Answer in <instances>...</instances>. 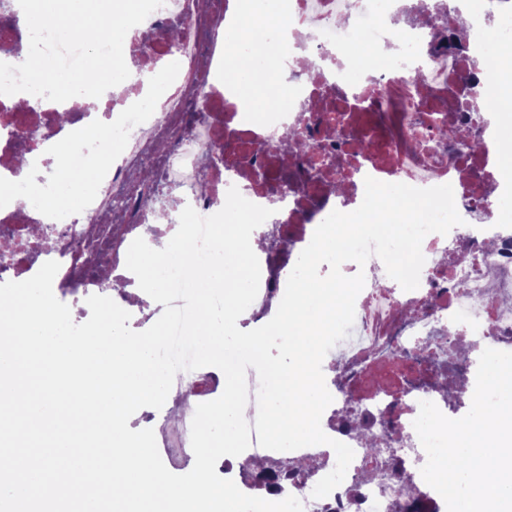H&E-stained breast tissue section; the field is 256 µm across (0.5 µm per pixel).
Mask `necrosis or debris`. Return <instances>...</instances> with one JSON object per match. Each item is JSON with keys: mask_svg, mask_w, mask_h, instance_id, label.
Listing matches in <instances>:
<instances>
[{"mask_svg": "<svg viewBox=\"0 0 512 512\" xmlns=\"http://www.w3.org/2000/svg\"><path fill=\"white\" fill-rule=\"evenodd\" d=\"M463 0H165L133 27L124 54L137 78L107 90L88 108L74 102L72 120L40 100L23 108L0 95V168L14 177L13 193L28 180L14 161L44 162L51 147L79 130L95 135L68 165L78 179L84 164L99 166L98 187L76 216L62 222L42 207L14 209L0 196V229L34 239L47 224L48 240L0 266V284L23 281L41 264L60 269L53 292L77 298L80 317L93 294L112 298L132 319L147 323L163 305L137 292L126 267L131 242L165 246L171 227L157 209L200 215L219 211L230 187L272 209L260 235L261 280L249 318L275 315L298 254L333 211L362 202L366 178L415 187L451 184L463 219L448 234H428L420 284L402 290L383 262L370 257L346 338L325 356L322 370L333 397L321 418L324 433L354 451L342 483L324 498L312 491L336 465L334 450L301 448L275 453L258 443L219 466L238 480L239 467L275 457L291 476L280 490L240 482L242 492L270 501L301 500L304 512H445L443 498L421 475L427 455L413 428L420 404L430 401L448 418L460 417L473 393L485 348L512 352V176L503 173L504 144L492 133L484 103L512 95V61L495 45L512 41V0H482L463 19ZM248 17L268 46L253 55L250 37L237 53L256 84L279 76L288 111L255 114L226 90L225 27ZM177 26L178 37L164 31ZM307 142L306 155L283 147L291 133ZM122 151H113L114 143ZM224 159L211 162L216 152ZM103 244L94 255L92 244ZM207 369L177 373L172 389L192 395L164 416L142 411L158 447L187 448L197 404L216 399L203 389Z\"/></svg>", "mask_w": 512, "mask_h": 512, "instance_id": "1", "label": "necrosis or debris"}]
</instances>
